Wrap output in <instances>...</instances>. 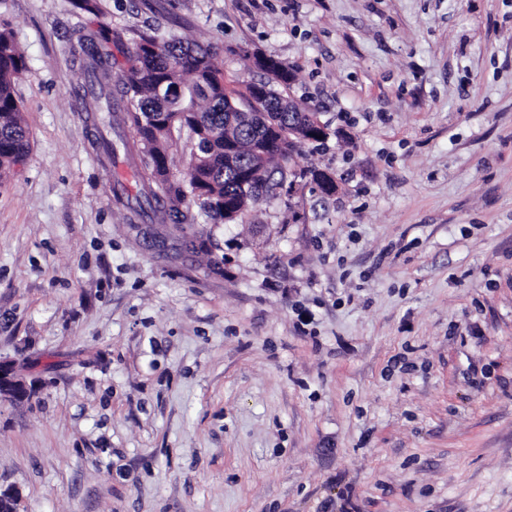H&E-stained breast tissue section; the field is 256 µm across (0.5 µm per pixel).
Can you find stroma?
Here are the masks:
<instances>
[{"label": "stroma", "mask_w": 512, "mask_h": 512, "mask_svg": "<svg viewBox=\"0 0 512 512\" xmlns=\"http://www.w3.org/2000/svg\"><path fill=\"white\" fill-rule=\"evenodd\" d=\"M100 4L0 0L31 142L0 180L17 512H512V0ZM151 24L239 94L280 60L331 130L242 219L149 226L103 193L134 171L71 45Z\"/></svg>", "instance_id": "stroma-1"}]
</instances>
